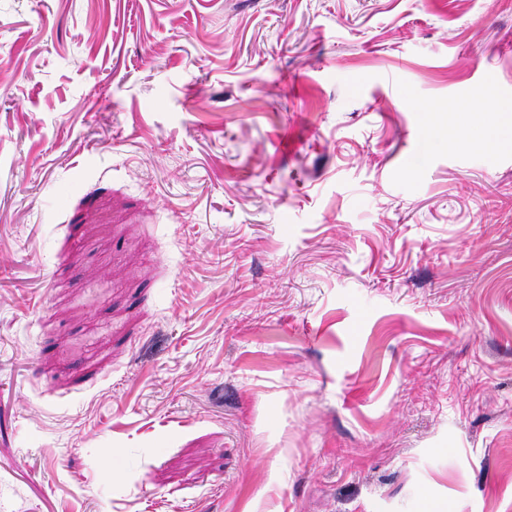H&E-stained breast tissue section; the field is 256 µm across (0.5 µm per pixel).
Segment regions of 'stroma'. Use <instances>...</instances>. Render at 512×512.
Returning a JSON list of instances; mask_svg holds the SVG:
<instances>
[{"label":"stroma","instance_id":"stroma-1","mask_svg":"<svg viewBox=\"0 0 512 512\" xmlns=\"http://www.w3.org/2000/svg\"><path fill=\"white\" fill-rule=\"evenodd\" d=\"M509 124L512 0H0V512H512Z\"/></svg>","mask_w":512,"mask_h":512}]
</instances>
